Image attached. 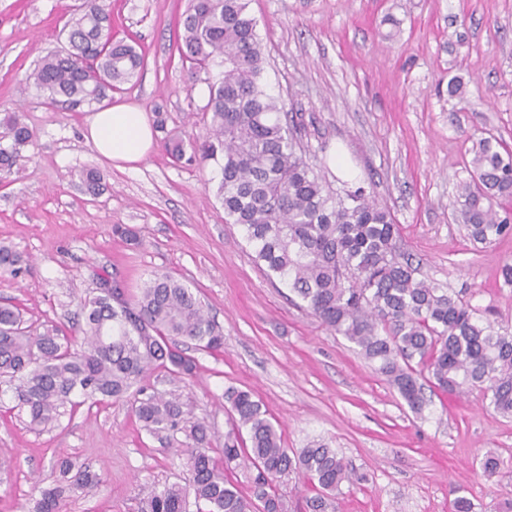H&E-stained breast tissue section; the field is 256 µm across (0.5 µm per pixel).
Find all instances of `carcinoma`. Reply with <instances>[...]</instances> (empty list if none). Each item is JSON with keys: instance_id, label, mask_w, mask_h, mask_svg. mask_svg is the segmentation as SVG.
Wrapping results in <instances>:
<instances>
[{"instance_id": "cac0c4a2", "label": "carcinoma", "mask_w": 512, "mask_h": 512, "mask_svg": "<svg viewBox=\"0 0 512 512\" xmlns=\"http://www.w3.org/2000/svg\"><path fill=\"white\" fill-rule=\"evenodd\" d=\"M251 0H188L180 25V58L204 73L209 96V133L199 144L166 134L163 146L176 163L214 164L221 178L216 198L226 223L239 225L257 263L270 280L290 288L323 325L353 343L395 388L410 410L427 405L422 372L446 394L479 391L493 410L512 417V329L481 315L470 302L442 286L417 278V268L398 246V225L363 187L332 191L303 156L297 133L279 99L262 81L264 45ZM68 47L37 63L28 83L50 100L100 104L107 91L137 78L143 59L135 47L112 38L104 0H83L68 24ZM221 68L212 76L214 68ZM10 144L0 146V171H10L31 138L15 113L0 119ZM470 179L459 185L456 204L475 242L512 234V151L496 139L473 146ZM86 190L100 191L95 169L79 174ZM0 270L15 277L27 271L22 256L0 246ZM81 320L67 336L52 325L39 332L24 325L20 308L0 306V392L14 394L15 408L29 426L59 423L67 407L121 399L146 373L189 375L195 360L179 349L181 340L208 353L224 347V336L183 282L153 271L131 296L98 288L79 302ZM231 429L222 457L203 446L207 428L183 423L177 397L135 399L132 410L151 431L181 430L192 444L180 454L185 482L152 490L140 512H284L276 482L296 474L312 495L307 512H329L341 485L361 480L349 461L328 444L313 441L298 452L284 448L282 430L260 401L245 390L225 393ZM249 472L252 497L229 478ZM62 480L89 494L99 475L63 463ZM61 487L40 491L32 512H58Z\"/></svg>"}]
</instances>
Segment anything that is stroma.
Returning a JSON list of instances; mask_svg holds the SVG:
<instances>
[{
  "label": "stroma",
  "mask_w": 512,
  "mask_h": 512,
  "mask_svg": "<svg viewBox=\"0 0 512 512\" xmlns=\"http://www.w3.org/2000/svg\"><path fill=\"white\" fill-rule=\"evenodd\" d=\"M112 33L144 59L137 81L113 103L161 111L169 131L205 138L209 89L178 52L187 0H107ZM82 0H0V117L18 113L32 137L11 172H0V245L30 261L0 272V305H20L33 324L71 326L98 278L136 288L171 273L202 302L224 350L187 353L197 367L171 379L155 371L150 393L179 395L184 417L210 429L220 455L230 428L224 392L249 390L283 426L286 448L321 440L361 474L335 512H453L455 499L512 502V418L479 392H427L414 414L354 345L313 317L252 257L240 227L226 223L213 167L176 164L162 140L136 169L122 170L85 137L87 105L50 102L28 86L35 63L67 46L66 22ZM268 65L265 78L299 125L298 137L332 189L361 185L400 229L399 245L423 275L512 326V236L471 240L453 205L468 180L474 142L512 149V0H252ZM462 78L463 100L448 96ZM342 167H335V160ZM98 168L101 194L80 170ZM133 227L132 245L115 225ZM183 433L146 431L131 398L82 405L59 425L32 431L26 415L0 416V512H31L68 460L102 478L95 493L68 492L60 512H138L152 489L184 478ZM505 463L488 478L487 453Z\"/></svg>",
  "instance_id": "1"
}]
</instances>
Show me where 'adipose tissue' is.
<instances>
[{
	"instance_id": "obj_1",
	"label": "adipose tissue",
	"mask_w": 512,
	"mask_h": 512,
	"mask_svg": "<svg viewBox=\"0 0 512 512\" xmlns=\"http://www.w3.org/2000/svg\"><path fill=\"white\" fill-rule=\"evenodd\" d=\"M87 132L102 156L120 164L140 163L153 146L147 114L134 105L120 103L94 113Z\"/></svg>"
}]
</instances>
